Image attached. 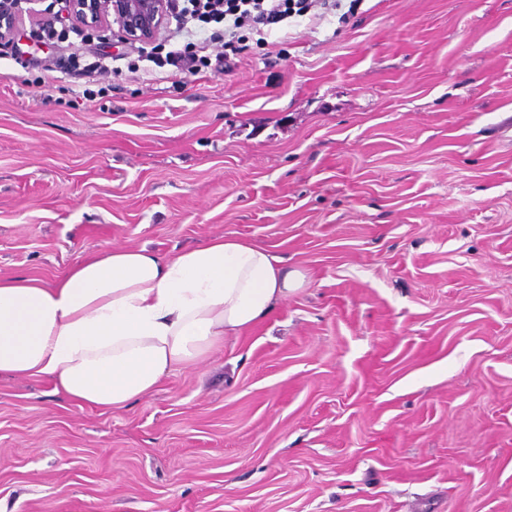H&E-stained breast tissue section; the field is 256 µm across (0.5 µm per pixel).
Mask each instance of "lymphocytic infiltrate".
<instances>
[{"mask_svg": "<svg viewBox=\"0 0 512 512\" xmlns=\"http://www.w3.org/2000/svg\"><path fill=\"white\" fill-rule=\"evenodd\" d=\"M341 0H172L166 31L173 50L132 45L139 60L166 59L177 75L197 76L208 69L212 56L245 54L247 32L263 34L265 27L303 16L321 18L339 9Z\"/></svg>", "mask_w": 512, "mask_h": 512, "instance_id": "f902f5d3", "label": "lymphocytic infiltrate"}]
</instances>
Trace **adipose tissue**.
I'll use <instances>...</instances> for the list:
<instances>
[{"label":"adipose tissue","mask_w":512,"mask_h":512,"mask_svg":"<svg viewBox=\"0 0 512 512\" xmlns=\"http://www.w3.org/2000/svg\"><path fill=\"white\" fill-rule=\"evenodd\" d=\"M301 284L283 258L221 235L168 256L113 246L50 281L0 277V378L43 377L56 395L116 411L265 320Z\"/></svg>","instance_id":"adipose-tissue-1"}]
</instances>
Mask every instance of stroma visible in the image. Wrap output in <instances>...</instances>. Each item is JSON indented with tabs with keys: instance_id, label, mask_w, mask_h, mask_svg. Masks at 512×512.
Segmentation results:
<instances>
[{
	"instance_id": "35a3bbf8",
	"label": "stroma",
	"mask_w": 512,
	"mask_h": 512,
	"mask_svg": "<svg viewBox=\"0 0 512 512\" xmlns=\"http://www.w3.org/2000/svg\"><path fill=\"white\" fill-rule=\"evenodd\" d=\"M44 11L0 44V276L222 234L303 284L119 411L1 377L0 512H512V0H360L81 99Z\"/></svg>"
}]
</instances>
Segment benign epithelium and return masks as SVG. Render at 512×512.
<instances>
[{"label": "benign epithelium", "instance_id": "1", "mask_svg": "<svg viewBox=\"0 0 512 512\" xmlns=\"http://www.w3.org/2000/svg\"><path fill=\"white\" fill-rule=\"evenodd\" d=\"M67 19L83 28L115 24L130 43H151L164 24L168 0H63ZM21 22L18 13H0V42L11 39Z\"/></svg>", "mask_w": 512, "mask_h": 512}]
</instances>
